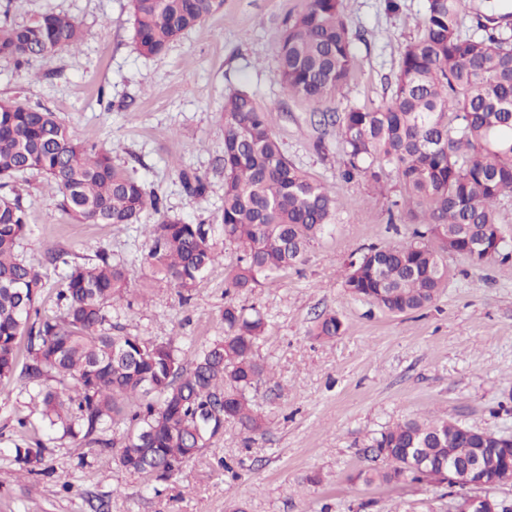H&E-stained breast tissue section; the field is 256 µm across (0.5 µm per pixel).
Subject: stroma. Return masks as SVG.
<instances>
[{
  "mask_svg": "<svg viewBox=\"0 0 512 512\" xmlns=\"http://www.w3.org/2000/svg\"><path fill=\"white\" fill-rule=\"evenodd\" d=\"M344 0L358 65L335 97L312 104L288 94L277 47L306 0H224L223 8L184 32L159 56L134 48L130 0H0L11 25L47 12L75 18L78 50L17 66L0 58V99L18 97L55 112L75 138L114 146L113 160L160 198L161 211L191 224H219L224 205V126L230 92L248 91L273 111L272 131L290 162L336 191L329 230L302 265L246 293L228 288L238 251L222 255L189 298L176 289L141 288L152 269L151 241L141 223L119 229L81 224L62 207L42 175L17 190L28 213L20 252L42 278L41 314L56 311L55 287L70 263L100 252L131 274L112 320L147 341L176 338L186 358L223 334L227 302L256 307L268 321L257 355L271 371L255 400L269 419L265 434L238 424L186 463L167 483L152 485L112 452L62 439L52 442L45 472L19 474L11 450L22 436L44 434L40 403L20 380L0 382V512H453L446 486L428 482L352 483L368 464L370 434L437 412L480 430L512 433V271L452 256L440 298L410 314H389L344 286L362 247L403 241L411 223L393 203L403 189L388 176L385 191L344 179L336 127L315 125L319 112L374 108L389 99L407 44L422 33L425 0ZM199 178L190 195L184 175ZM64 258L52 261L48 252ZM342 321L333 339L313 336L326 315ZM28 420L19 433L16 418ZM85 467H78L79 458Z\"/></svg>",
  "mask_w": 512,
  "mask_h": 512,
  "instance_id": "obj_1",
  "label": "stroma"
}]
</instances>
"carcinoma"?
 <instances>
[{"label":"carcinoma","instance_id":"cac0c4a2","mask_svg":"<svg viewBox=\"0 0 512 512\" xmlns=\"http://www.w3.org/2000/svg\"><path fill=\"white\" fill-rule=\"evenodd\" d=\"M224 0H131L134 41L146 57L219 12ZM465 0H425L422 36L404 51L392 95L376 108L336 117L348 179L383 182L386 167L404 189L414 228L391 246L372 245L348 263V292L379 309L404 314L434 304L449 276L448 247L476 262L505 265L508 242L473 254L499 227L496 208L512 195V0H481L479 33H462ZM78 21L53 12L22 26H0V57L28 64L74 50ZM279 77L289 94L313 104L334 96L356 67L343 0H307L278 43ZM224 243L242 250L227 286L249 290L298 265L336 216L335 190L283 154L270 113L238 90L224 100ZM39 173L82 224L146 225L153 280L189 294L219 260L211 224L160 214L158 197L114 164L111 151L78 141L56 113L18 98L0 99V188ZM28 226L19 194L0 195V381L18 376L38 389L47 439L13 448L28 473L43 464L56 434L112 451L125 470L170 481L235 422L252 435L268 428L252 397L266 376L256 350L264 315L224 305V335L196 350L187 366L173 340L147 342L112 324V306L128 269L106 253L70 266L56 288L57 311L37 308L43 284L18 247ZM334 315L313 330L342 334ZM109 424L125 425L119 440ZM370 465L350 476L366 484L402 479L447 487L448 462L481 457L512 476V434L481 440L443 416L394 423L373 432Z\"/></svg>","mask_w":512,"mask_h":512}]
</instances>
